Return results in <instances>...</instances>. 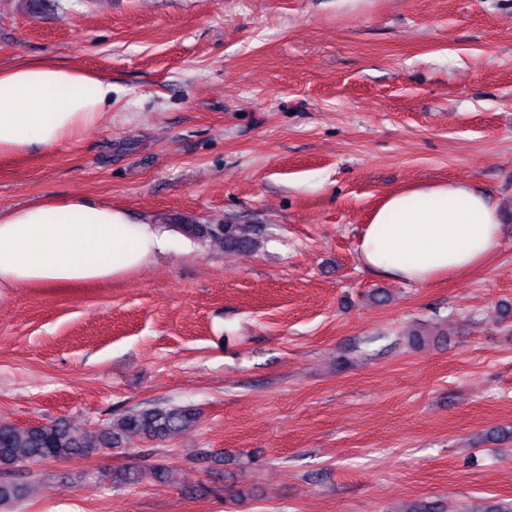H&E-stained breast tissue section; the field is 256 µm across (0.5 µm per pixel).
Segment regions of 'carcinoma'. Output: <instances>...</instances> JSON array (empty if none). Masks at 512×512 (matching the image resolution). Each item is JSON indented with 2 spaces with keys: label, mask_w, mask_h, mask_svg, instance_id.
Masks as SVG:
<instances>
[{
  "label": "carcinoma",
  "mask_w": 512,
  "mask_h": 512,
  "mask_svg": "<svg viewBox=\"0 0 512 512\" xmlns=\"http://www.w3.org/2000/svg\"><path fill=\"white\" fill-rule=\"evenodd\" d=\"M182 228L194 238L223 244L226 254L256 247L261 234L258 226L246 224H184ZM198 419L192 407L166 405L131 410L94 436L77 433L63 420L28 427L0 425V470L87 456L99 448H115L130 436L149 442L166 440L183 433ZM29 492L28 484L0 481V505L16 504Z\"/></svg>",
  "instance_id": "carcinoma-1"
}]
</instances>
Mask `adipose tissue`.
<instances>
[{"mask_svg": "<svg viewBox=\"0 0 512 512\" xmlns=\"http://www.w3.org/2000/svg\"><path fill=\"white\" fill-rule=\"evenodd\" d=\"M112 105V84L49 61L0 66V157L73 141ZM503 236L496 203L440 182L387 194L358 241L363 267L423 284L486 262ZM156 224L85 197L0 209V288H53L121 278L179 241Z\"/></svg>", "mask_w": 512, "mask_h": 512, "instance_id": "obj_1", "label": "adipose tissue"}]
</instances>
